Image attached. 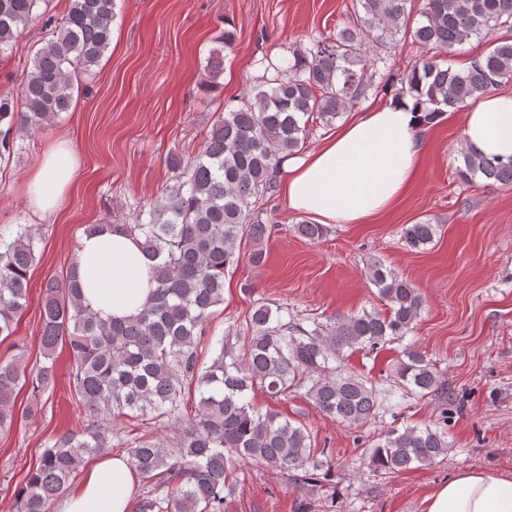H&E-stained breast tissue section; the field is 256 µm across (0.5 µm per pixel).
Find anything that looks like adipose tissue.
<instances>
[{
	"label": "adipose tissue",
	"instance_id": "1",
	"mask_svg": "<svg viewBox=\"0 0 512 512\" xmlns=\"http://www.w3.org/2000/svg\"><path fill=\"white\" fill-rule=\"evenodd\" d=\"M411 100L392 102L342 126L319 148L285 158L280 181L289 209L320 224H361L387 211L412 182L424 146ZM465 148L512 159V95L493 94L462 117ZM77 168L72 144L56 141L26 183L32 213L50 217ZM153 260L135 237L103 231L84 235L79 267L83 300L103 318L136 315L156 283ZM139 478L127 458L104 455L61 499L59 512H131ZM426 512H512V476L464 471L436 487Z\"/></svg>",
	"mask_w": 512,
	"mask_h": 512
}]
</instances>
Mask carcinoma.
Listing matches in <instances>:
<instances>
[{"mask_svg":"<svg viewBox=\"0 0 512 512\" xmlns=\"http://www.w3.org/2000/svg\"><path fill=\"white\" fill-rule=\"evenodd\" d=\"M44 2L0 0V53L41 17L37 10ZM410 3L356 0L350 25L332 41L316 40L288 64L273 66L268 87L253 88L239 107L219 113L197 156L168 157L175 183L135 223L87 227L89 233L114 229L141 237L142 249L156 261L157 288L138 315L118 322L84 305L77 264L64 280L45 286V363L29 370L21 353L0 361V435L17 420L19 391L26 386L37 397L54 381L61 343L70 351V387L87 423L52 439L17 490L18 512H50L85 456L104 448L127 449L129 463L149 484L135 512H224V491L233 490L228 478L239 463L285 474L300 488L315 487L331 476L327 449L312 446L304 426L256 409L248 399L255 388L275 399L303 389L315 408L350 428L399 409L410 395L441 389L434 365L414 344L402 346L390 378L400 401L388 407L376 381L344 365V350L400 343L420 317L418 289L380 261L367 270L385 310L314 319L306 327L288 308L258 300L243 323L216 340L219 352L210 365L201 364L198 353L202 338H214L210 324L224 303L226 273L244 257L254 266L266 260L263 206L275 191L282 160L302 149L309 122L332 125L376 88V67L385 61L380 50L396 35L409 32L420 47L446 55L473 37L488 41L489 49L463 71L432 56L402 73L393 99H414L429 124L512 80V40L493 38L496 30L512 27V0H422L415 17ZM115 18L114 0H70L62 19L47 18L51 36L25 71L20 98H0V125L31 134L68 111L75 81L93 74L110 46ZM206 70L210 80L220 78L223 50L210 52ZM462 155V179L478 175L492 185L512 184V161L468 149ZM295 232L316 243L327 228L303 221ZM436 235L437 225L428 222L402 230L412 251L432 244ZM37 242L28 225L10 241L0 239V336L15 333L27 305ZM232 336L241 342L237 349L229 345ZM117 419L150 433L131 437L114 425ZM159 428L171 431L172 440L151 435ZM451 450L441 429L393 427L372 449L369 464L394 474Z\"/></svg>","mask_w":512,"mask_h":512,"instance_id":"cac0c4a2","label":"carcinoma"}]
</instances>
